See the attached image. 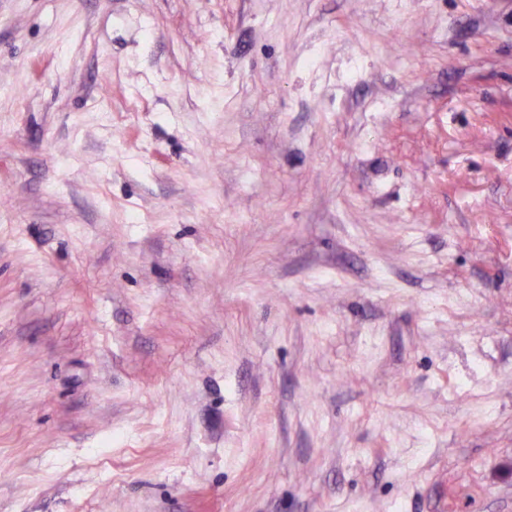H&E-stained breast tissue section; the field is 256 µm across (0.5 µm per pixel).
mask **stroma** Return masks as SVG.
<instances>
[{
    "mask_svg": "<svg viewBox=\"0 0 512 512\" xmlns=\"http://www.w3.org/2000/svg\"><path fill=\"white\" fill-rule=\"evenodd\" d=\"M0 512H512V0H0Z\"/></svg>",
    "mask_w": 512,
    "mask_h": 512,
    "instance_id": "stroma-1",
    "label": "stroma"
}]
</instances>
